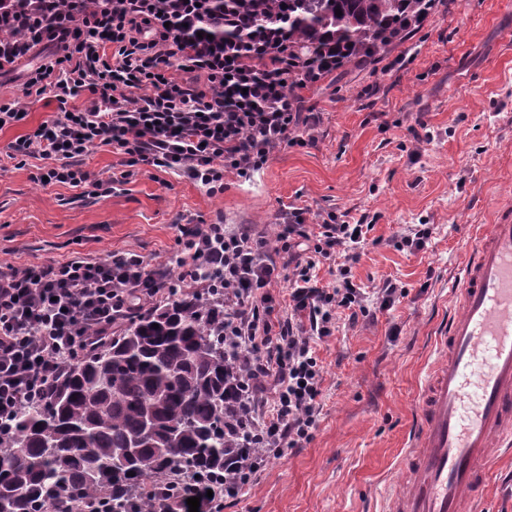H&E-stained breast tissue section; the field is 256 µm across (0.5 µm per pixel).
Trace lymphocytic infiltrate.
I'll return each instance as SVG.
<instances>
[{
    "label": "lymphocytic infiltrate",
    "instance_id": "obj_1",
    "mask_svg": "<svg viewBox=\"0 0 512 512\" xmlns=\"http://www.w3.org/2000/svg\"><path fill=\"white\" fill-rule=\"evenodd\" d=\"M19 33L0 37V75L33 45L56 54L25 75L24 96L56 100L60 112L7 146L12 159H41L39 176L81 192L105 183L79 160L110 147L128 166L164 168L224 187V172L244 175L285 144H304L320 121L300 113L298 89L336 64V46L315 67L288 72V24L229 9L220 20L195 0H49L39 12L16 9ZM221 27L229 39L213 37ZM88 105L78 106L80 97ZM293 223L268 237L251 224H182L165 261L116 249L76 252L62 262L0 267V426L44 399L67 363L112 335L136 309L162 306L172 290L224 291V342L245 368L239 396L247 453L224 472V495L236 497L268 458L310 443L323 406L316 342L332 336L338 312L366 314L351 261L368 225L323 220ZM346 256L333 283L317 265ZM291 270L288 302L271 293Z\"/></svg>",
    "mask_w": 512,
    "mask_h": 512
}]
</instances>
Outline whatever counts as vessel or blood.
<instances>
[{"instance_id":"vessel-or-blood-1","label":"vessel or blood","mask_w":512,"mask_h":512,"mask_svg":"<svg viewBox=\"0 0 512 512\" xmlns=\"http://www.w3.org/2000/svg\"><path fill=\"white\" fill-rule=\"evenodd\" d=\"M450 297L385 512H460L512 452V220L481 225Z\"/></svg>"}]
</instances>
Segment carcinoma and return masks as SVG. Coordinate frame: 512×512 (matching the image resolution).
<instances>
[{
	"label": "carcinoma",
	"mask_w": 512,
	"mask_h": 512,
	"mask_svg": "<svg viewBox=\"0 0 512 512\" xmlns=\"http://www.w3.org/2000/svg\"><path fill=\"white\" fill-rule=\"evenodd\" d=\"M0 0V34L16 4ZM262 0H208L209 14L253 11ZM434 0H283L289 56L314 61L327 36L336 70L361 67L405 39ZM342 15H336V11ZM224 351V291L171 295L130 316L112 339L64 369L41 401L0 436V512H82L87 496L112 512H154L173 499L170 475L199 477L195 495H224V470L246 453L236 409L239 377Z\"/></svg>",
	"instance_id": "1"
}]
</instances>
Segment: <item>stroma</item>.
<instances>
[{
  "instance_id": "obj_1",
  "label": "stroma",
  "mask_w": 512,
  "mask_h": 512,
  "mask_svg": "<svg viewBox=\"0 0 512 512\" xmlns=\"http://www.w3.org/2000/svg\"><path fill=\"white\" fill-rule=\"evenodd\" d=\"M43 55L34 48L0 77V100L26 112L0 130V263L129 249L153 264L174 248L178 225L254 224L272 236L292 207L310 224L333 213L369 225L351 271L370 313L338 315L333 336L317 343L323 414L314 440L269 459L223 512H381L451 307L448 281L477 227L512 212V0H438L403 42L340 82L301 90L302 111L321 116L314 144L282 146L244 176L225 172L215 193L160 168H127L109 147L84 159L111 182L107 194L34 182L39 160L10 159L6 147L58 109L22 94V70ZM422 224L425 246H403ZM389 281L407 294L384 309L378 296ZM481 512H512V457L493 464Z\"/></svg>"
}]
</instances>
